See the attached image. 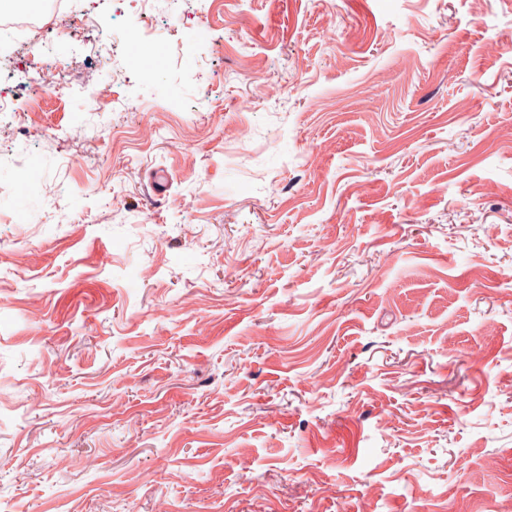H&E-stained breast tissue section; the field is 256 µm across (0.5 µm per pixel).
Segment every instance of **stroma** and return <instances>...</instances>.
Wrapping results in <instances>:
<instances>
[{
    "label": "stroma",
    "mask_w": 512,
    "mask_h": 512,
    "mask_svg": "<svg viewBox=\"0 0 512 512\" xmlns=\"http://www.w3.org/2000/svg\"><path fill=\"white\" fill-rule=\"evenodd\" d=\"M155 14L0 115V507L512 512V0ZM125 41L136 43L140 49L141 57V77L145 81H152L155 76V54L158 43L155 40L148 39L133 28H127L124 31Z\"/></svg>",
    "instance_id": "1"
}]
</instances>
